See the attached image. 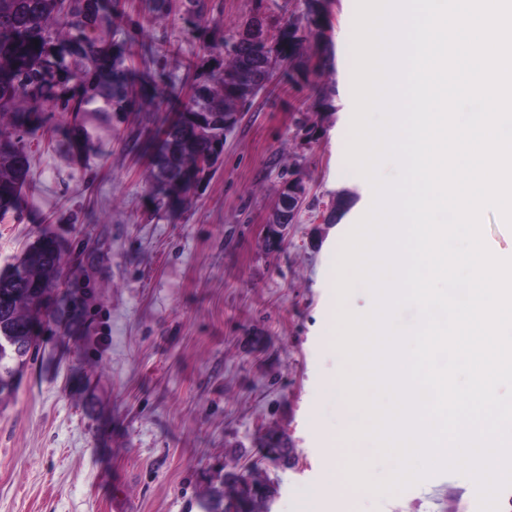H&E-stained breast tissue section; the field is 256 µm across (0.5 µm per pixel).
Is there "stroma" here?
Segmentation results:
<instances>
[{
    "mask_svg": "<svg viewBox=\"0 0 512 512\" xmlns=\"http://www.w3.org/2000/svg\"><path fill=\"white\" fill-rule=\"evenodd\" d=\"M120 4L122 15L98 14L101 45L110 54L131 44L139 84L164 57L175 109L230 27L259 15L272 29L305 10L304 0H208L194 29L181 0L162 20L147 0ZM325 7L323 40L308 39L293 75L254 97L189 202L160 219L148 98L79 116L17 101L33 182L0 221V271L31 243L57 239L68 285L55 295L70 316L43 318L13 394L0 399V512H204L228 472L276 485L258 512H478L461 474L381 497L328 475L323 439L349 426L346 401L327 389L343 368L337 312L372 304L362 288L339 302L334 265L373 194L346 162L356 0ZM322 87L331 104H318ZM286 171L308 195L273 246L267 221ZM339 198L342 220L317 223ZM273 445L292 449L291 466L266 459Z\"/></svg>",
    "mask_w": 512,
    "mask_h": 512,
    "instance_id": "obj_1",
    "label": "stroma"
}]
</instances>
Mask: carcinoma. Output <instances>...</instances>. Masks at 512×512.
<instances>
[{"mask_svg": "<svg viewBox=\"0 0 512 512\" xmlns=\"http://www.w3.org/2000/svg\"><path fill=\"white\" fill-rule=\"evenodd\" d=\"M306 4L304 21L288 19L280 26L276 42L282 49L274 55L254 54L243 37L248 23L237 26L212 55L217 67L197 98L171 118H156L159 146L151 174L162 185L157 210L189 200L205 174L199 160L216 146H224V113L243 110L245 97L224 76L239 74L257 94L273 78L276 64H291L301 57L305 41L301 31L320 33L322 4L317 0ZM206 8V0H184L190 21L202 20ZM99 10V0H0V220L14 209L31 179L29 149L15 114L18 98L29 99L37 109L49 104L60 112H88L99 99L120 111L129 101L133 84L123 68L125 49L110 59L103 53L94 32ZM64 42L68 51L55 50ZM91 67L98 71L97 82L91 95L78 100L70 95L68 79ZM145 93L160 106L172 96V86L154 81ZM63 259L64 250L54 240H39L24 253L15 273L0 276V333L24 337L21 351L0 355V380L21 372L27 363L35 347L29 325L44 314L27 297L62 287Z\"/></svg>", "mask_w": 512, "mask_h": 512, "instance_id": "obj_1", "label": "carcinoma"}]
</instances>
